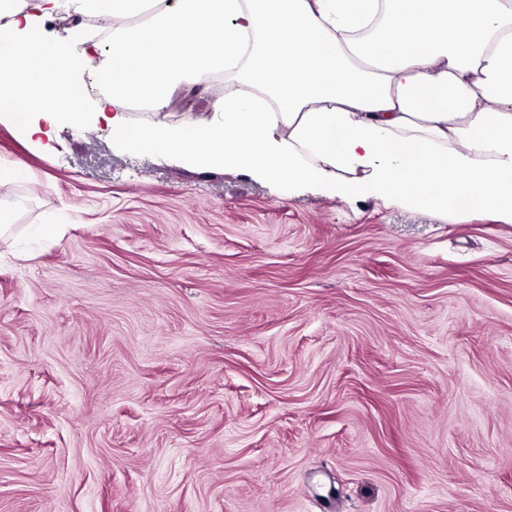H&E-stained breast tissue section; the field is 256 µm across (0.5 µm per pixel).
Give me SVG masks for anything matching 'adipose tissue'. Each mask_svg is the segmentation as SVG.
<instances>
[{
    "label": "adipose tissue",
    "mask_w": 512,
    "mask_h": 512,
    "mask_svg": "<svg viewBox=\"0 0 512 512\" xmlns=\"http://www.w3.org/2000/svg\"><path fill=\"white\" fill-rule=\"evenodd\" d=\"M112 32L103 66L64 52L62 9ZM0 103L36 134L74 106L76 73L131 151L174 153L414 212L481 209L512 223V0H0ZM228 83L209 121H168L169 93ZM152 118L131 122L133 103ZM62 18L70 22H78L79 18H76L70 14H62ZM59 16L48 19L44 25V33L47 37L57 41L62 47L73 50L74 44L72 41V35L76 30H82L84 28L68 24Z\"/></svg>",
    "instance_id": "obj_1"
}]
</instances>
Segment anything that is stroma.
<instances>
[{"mask_svg": "<svg viewBox=\"0 0 512 512\" xmlns=\"http://www.w3.org/2000/svg\"><path fill=\"white\" fill-rule=\"evenodd\" d=\"M98 100L0 115V512H512L511 223L145 157Z\"/></svg>", "mask_w": 512, "mask_h": 512, "instance_id": "35a3bbf8", "label": "stroma"}]
</instances>
